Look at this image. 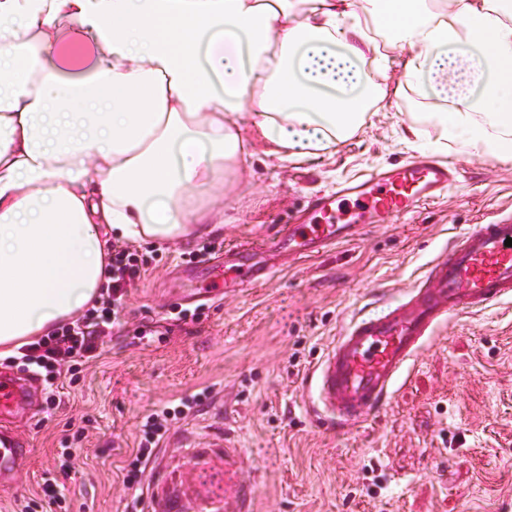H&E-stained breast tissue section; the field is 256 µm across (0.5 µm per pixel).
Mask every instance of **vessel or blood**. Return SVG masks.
<instances>
[{
    "label": "vessel or blood",
    "instance_id": "b4317fda",
    "mask_svg": "<svg viewBox=\"0 0 512 512\" xmlns=\"http://www.w3.org/2000/svg\"><path fill=\"white\" fill-rule=\"evenodd\" d=\"M459 173L457 163L430 155L340 183L315 197L301 224H287L273 239L240 244L224 263L222 282H202V293H228L269 279L272 268L257 253L277 248L312 256L358 235L362 225L382 224L436 198ZM512 221L469 225L430 262L423 278L386 313L356 315L336 336L308 380L310 406L319 419L345 429L377 416L410 380L424 346L449 318L512 300ZM33 377L0 374V487H11L20 463L32 453L14 425L38 410ZM205 447L223 451L218 489L188 486L159 500L152 512H255L256 482L244 477L246 453L229 433L211 432Z\"/></svg>",
    "mask_w": 512,
    "mask_h": 512
}]
</instances>
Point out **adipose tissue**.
Masks as SVG:
<instances>
[{"instance_id": "1", "label": "adipose tissue", "mask_w": 512, "mask_h": 512, "mask_svg": "<svg viewBox=\"0 0 512 512\" xmlns=\"http://www.w3.org/2000/svg\"><path fill=\"white\" fill-rule=\"evenodd\" d=\"M378 33L401 50L393 85L365 68ZM410 91L511 157L512 0H0V358L95 304L113 240L223 223L240 114L280 160L316 159Z\"/></svg>"}]
</instances>
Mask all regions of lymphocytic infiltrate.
<instances>
[{
	"instance_id": "f902f5d3",
	"label": "lymphocytic infiltrate",
	"mask_w": 512,
	"mask_h": 512,
	"mask_svg": "<svg viewBox=\"0 0 512 512\" xmlns=\"http://www.w3.org/2000/svg\"><path fill=\"white\" fill-rule=\"evenodd\" d=\"M107 268L109 283L99 307L87 310L51 334L22 347L11 358L12 363L44 370L43 390L47 409L57 406L58 393L63 386L72 387L78 383L82 366L97 356L100 337L122 327V299L146 273L147 261L135 246L116 242L112 245V259ZM177 417V411L165 409L147 418L139 446L124 468L123 484L126 488L133 489L141 484L159 438Z\"/></svg>"
}]
</instances>
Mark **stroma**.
<instances>
[{"label": "stroma", "instance_id": "obj_1", "mask_svg": "<svg viewBox=\"0 0 512 512\" xmlns=\"http://www.w3.org/2000/svg\"><path fill=\"white\" fill-rule=\"evenodd\" d=\"M432 96L383 102L362 131L316 162H282L266 141L250 143L249 178L224 200L222 228L177 244L145 242L153 260L123 300L127 328L103 337L76 388L41 428H23L34 450L19 467L0 512L37 497L44 479L64 480L69 512H144L122 473L145 418L199 396L174 421L184 448H156L151 468L190 472V443L229 427L258 483V512H502L512 500V302L463 313L419 354L412 379L375 418L336 432L319 425L305 375L342 324L401 300L449 240L471 224L512 213V159L488 157L446 138ZM422 131L413 144L409 126ZM428 153L459 162L455 184L433 202L320 256L276 258L266 283L200 301L198 322L171 320L169 297L185 272L215 270L209 242L234 243L293 223L310 198L338 182ZM167 323L165 339L138 343L133 327ZM90 438L61 454L65 424Z\"/></svg>", "mask_w": 512, "mask_h": 512}]
</instances>
